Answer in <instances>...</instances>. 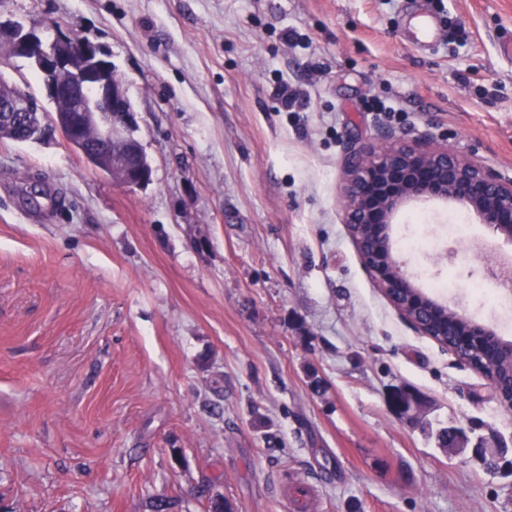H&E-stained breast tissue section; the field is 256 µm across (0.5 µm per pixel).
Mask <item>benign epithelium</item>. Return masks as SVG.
<instances>
[{"instance_id": "obj_1", "label": "benign epithelium", "mask_w": 512, "mask_h": 512, "mask_svg": "<svg viewBox=\"0 0 512 512\" xmlns=\"http://www.w3.org/2000/svg\"><path fill=\"white\" fill-rule=\"evenodd\" d=\"M44 30L43 23H0V41L34 59L46 94L62 105L52 118L42 121V137L59 134L73 145L79 141L85 113L93 112L101 133L96 152L98 169L125 187L148 183L152 174L149 163H137L130 154L114 153L106 147L115 132L125 134L137 125V111L109 57L94 39L67 30L54 33L59 50L48 54L44 49ZM38 111L40 107L20 95L0 99V122L6 124L23 123L26 113ZM428 202L462 206L478 223L512 241L511 176L505 177L476 161L461 159L446 147L399 141L391 132L381 142L361 145L348 155L344 166V222L356 227L359 233L363 232V226H372L389 250L385 262L376 260L373 254L362 258L365 269L398 315L419 334L430 336L422 323V317L430 313V306L462 320L465 330L450 354L470 367V357L493 329L418 287L399 260L391 239V224L398 215ZM485 275L506 290L512 289L511 263L490 265ZM476 372L486 379L498 403L511 410L512 394L503 395L494 383V374L479 368ZM420 404L419 395L406 387L389 393V405L398 414L407 415ZM508 451L499 439L490 445L477 443L473 448L475 454L492 457L512 471V461L506 458Z\"/></svg>"}]
</instances>
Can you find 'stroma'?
I'll use <instances>...</instances> for the list:
<instances>
[{
    "label": "stroma",
    "instance_id": "1",
    "mask_svg": "<svg viewBox=\"0 0 512 512\" xmlns=\"http://www.w3.org/2000/svg\"><path fill=\"white\" fill-rule=\"evenodd\" d=\"M0 19L101 44L152 166L129 189L61 138L0 140V512H512L511 475L436 442L511 441L512 410L398 316L342 208L346 154L386 129L512 174V0H0ZM455 213H402L396 252L512 342L511 296L446 284L512 242L473 220L461 247ZM402 385L425 398L411 419L387 404Z\"/></svg>",
    "mask_w": 512,
    "mask_h": 512
}]
</instances>
